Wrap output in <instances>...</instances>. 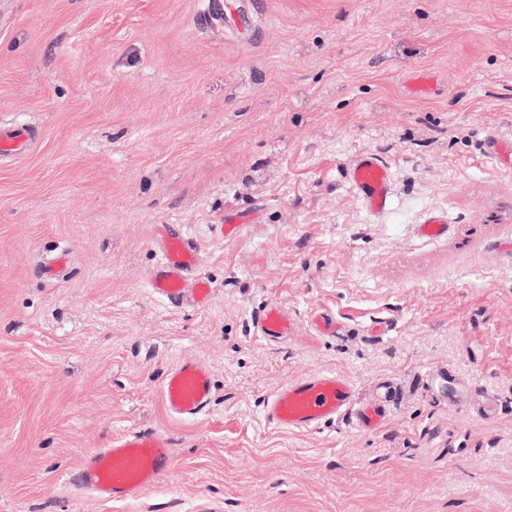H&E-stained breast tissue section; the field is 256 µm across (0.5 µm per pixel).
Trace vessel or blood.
Here are the masks:
<instances>
[{
	"label": "vessel or blood",
	"mask_w": 512,
	"mask_h": 512,
	"mask_svg": "<svg viewBox=\"0 0 512 512\" xmlns=\"http://www.w3.org/2000/svg\"><path fill=\"white\" fill-rule=\"evenodd\" d=\"M32 140L28 125L18 123L0 127V158H19L26 154ZM483 149L491 159L512 161V137L491 136ZM347 179L366 210L373 215L385 213L391 202L392 173L379 155L356 156L347 170ZM420 237L435 240L447 237L450 226L446 214L427 213L417 226ZM159 262L149 284L154 298L171 309L205 307L210 284L199 275L201 257L184 237L171 235L158 247ZM312 338L334 336L342 328L335 314L317 310L309 316ZM250 329L267 342H284L294 335L296 322L287 306L273 301L252 315ZM214 383L210 371L193 358H182L168 372L160 389V400L173 418L192 420L207 414L213 402ZM395 397L390 388H382L369 401H357L355 386L344 375L334 372L309 374L294 380L263 402L268 425L284 431H315L344 421L358 430L376 433L383 429ZM172 464L171 445L156 432L133 429L113 437L111 444L84 457L71 481L99 501L125 503L137 500L145 490L157 484Z\"/></svg>",
	"instance_id": "1"
}]
</instances>
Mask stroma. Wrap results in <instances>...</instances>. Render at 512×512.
Wrapping results in <instances>:
<instances>
[{
    "label": "stroma",
    "mask_w": 512,
    "mask_h": 512,
    "mask_svg": "<svg viewBox=\"0 0 512 512\" xmlns=\"http://www.w3.org/2000/svg\"><path fill=\"white\" fill-rule=\"evenodd\" d=\"M15 122L39 137L0 163V512H512V167L482 155L512 136V0H0ZM364 152L393 171L380 216L347 183ZM430 210L447 238L418 236ZM164 229L197 248L204 308L151 297ZM272 300L298 322L280 345L249 329ZM321 309L345 335L308 339ZM186 356L215 382L188 421L159 398ZM447 367L378 433L262 418L304 375L363 401ZM462 386L496 414L449 403ZM135 428L170 438L169 475L123 504L69 484Z\"/></svg>",
    "instance_id": "1"
}]
</instances>
